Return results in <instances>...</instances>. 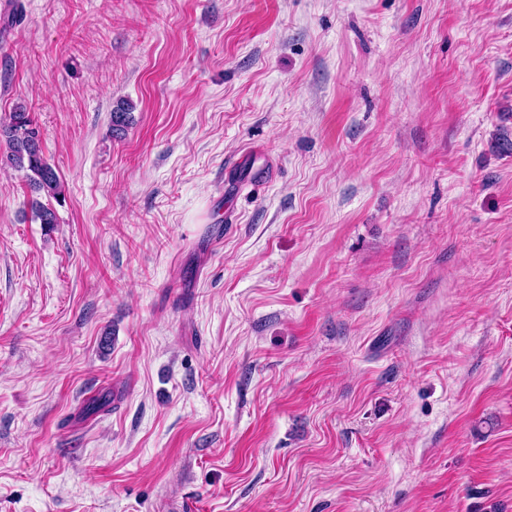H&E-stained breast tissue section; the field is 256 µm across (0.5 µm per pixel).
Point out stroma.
<instances>
[{
    "instance_id": "obj_1",
    "label": "stroma",
    "mask_w": 512,
    "mask_h": 512,
    "mask_svg": "<svg viewBox=\"0 0 512 512\" xmlns=\"http://www.w3.org/2000/svg\"><path fill=\"white\" fill-rule=\"evenodd\" d=\"M18 8L0 512H512V0ZM0 167L9 166L26 172L32 192L60 202L64 199L63 185L55 169L44 159L40 132L27 108L18 104L4 121H0Z\"/></svg>"
}]
</instances>
